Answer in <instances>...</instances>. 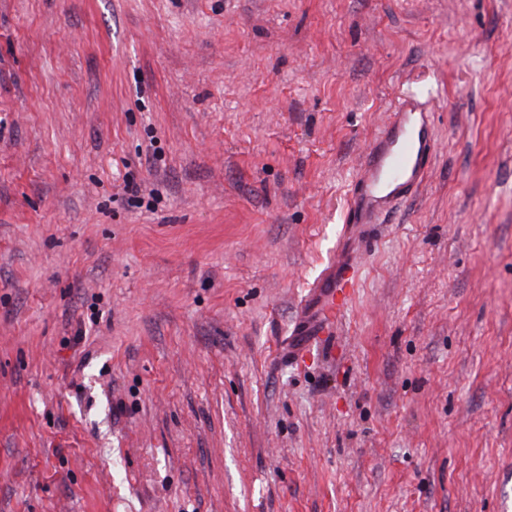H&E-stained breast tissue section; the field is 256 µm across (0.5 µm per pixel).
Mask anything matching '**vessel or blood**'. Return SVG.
I'll list each match as a JSON object with an SVG mask.
<instances>
[{
    "mask_svg": "<svg viewBox=\"0 0 512 512\" xmlns=\"http://www.w3.org/2000/svg\"><path fill=\"white\" fill-rule=\"evenodd\" d=\"M426 118L419 102L401 97L381 135L368 147L361 163L363 175L353 193L356 219L368 223L398 202L415 194L423 183L435 144L425 134ZM356 265L328 266L313 285L305 307L316 321L335 320L341 306L339 290L357 286Z\"/></svg>",
    "mask_w": 512,
    "mask_h": 512,
    "instance_id": "b4317fda",
    "label": "vessel or blood"
}]
</instances>
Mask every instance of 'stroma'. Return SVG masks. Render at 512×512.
Instances as JSON below:
<instances>
[{
	"label": "stroma",
	"mask_w": 512,
	"mask_h": 512,
	"mask_svg": "<svg viewBox=\"0 0 512 512\" xmlns=\"http://www.w3.org/2000/svg\"><path fill=\"white\" fill-rule=\"evenodd\" d=\"M0 512H512V0H0ZM392 118L368 147L363 175L353 193L355 223L365 224L415 194L423 183L435 144L425 134L426 116L420 103L398 97ZM350 274V275H348ZM358 269L355 264L343 266L336 271L334 260L322 273L320 278L311 288L305 299L307 312L314 315L319 330L321 321L332 323L336 320V314L341 312L342 304L336 303V293L344 288H355L358 285Z\"/></svg>",
	"instance_id": "1"
}]
</instances>
